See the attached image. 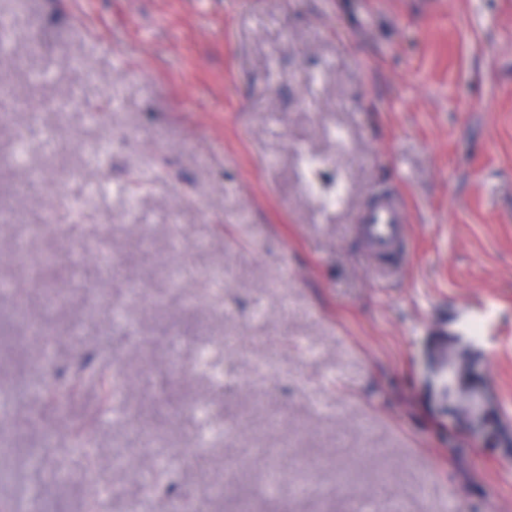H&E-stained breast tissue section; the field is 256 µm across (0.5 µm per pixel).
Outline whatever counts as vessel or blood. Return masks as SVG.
Listing matches in <instances>:
<instances>
[{
  "label": "vessel or blood",
  "mask_w": 512,
  "mask_h": 512,
  "mask_svg": "<svg viewBox=\"0 0 512 512\" xmlns=\"http://www.w3.org/2000/svg\"><path fill=\"white\" fill-rule=\"evenodd\" d=\"M356 222L362 227L371 255L382 259L383 270L399 273L408 254L405 226L410 222L402 198L391 193L377 195L360 211Z\"/></svg>",
  "instance_id": "vessel-or-blood-1"
}]
</instances>
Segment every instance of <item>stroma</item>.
I'll list each match as a JSON object with an SVG mask.
<instances>
[{"label": "stroma", "instance_id": "stroma-1", "mask_svg": "<svg viewBox=\"0 0 512 512\" xmlns=\"http://www.w3.org/2000/svg\"><path fill=\"white\" fill-rule=\"evenodd\" d=\"M0 18V512H84L95 474L105 512H159L156 456L193 512H512V446L471 438L442 383L465 353L512 437V0H0ZM385 191L410 258L380 283L356 217ZM21 239L55 266L12 264ZM21 306L53 364L97 350L120 391L62 481L70 418L101 393L51 410ZM281 446L270 489L261 451Z\"/></svg>", "mask_w": 512, "mask_h": 512}]
</instances>
